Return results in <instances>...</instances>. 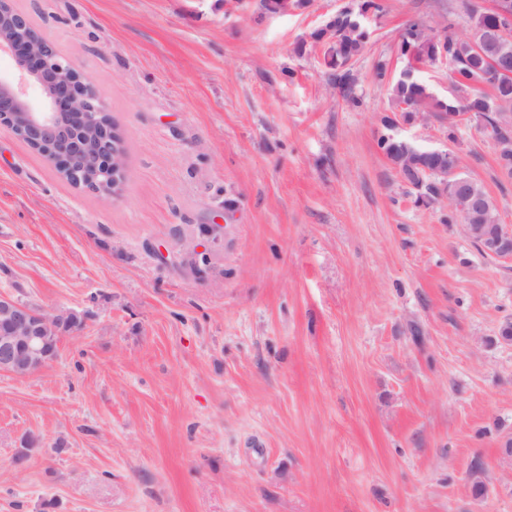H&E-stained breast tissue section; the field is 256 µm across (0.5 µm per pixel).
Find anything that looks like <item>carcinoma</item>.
Here are the masks:
<instances>
[{"mask_svg": "<svg viewBox=\"0 0 512 512\" xmlns=\"http://www.w3.org/2000/svg\"><path fill=\"white\" fill-rule=\"evenodd\" d=\"M369 9L381 13L384 6L378 0H361L358 9L346 8L336 12L323 27L313 30L308 38L298 43L300 52L309 43L326 46L325 64L329 81L350 102L356 101L351 62L360 54L367 41L366 31L358 19V11ZM460 9L467 16L469 24V29L462 34L456 31L451 22L440 31L423 19H414L406 24L400 35L398 50L401 57L410 61V65L392 78L391 111L400 113V118L407 122L421 113L446 119L450 115L479 112L484 136L497 145L505 140L501 125L512 113V89L501 91L497 84V74L488 65L487 59L498 57L512 68V38L500 42L484 41L485 32L496 28L497 17L470 0H461ZM442 59L448 62L454 80L463 78L474 83L472 95L438 98L417 79L414 64L435 63ZM378 121L382 127L378 146L394 170H404L416 163L423 170H431V174L423 175L412 188L414 203L429 206L437 202L439 178L433 174V170L439 165L450 171L458 168V155L450 151L448 156L437 162L425 155L415 142L391 136L397 124L396 117L382 114ZM470 183L487 204L485 223H496V199L480 182L472 179Z\"/></svg>", "mask_w": 512, "mask_h": 512, "instance_id": "obj_1", "label": "carcinoma"}]
</instances>
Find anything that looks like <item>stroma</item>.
<instances>
[{"mask_svg": "<svg viewBox=\"0 0 512 512\" xmlns=\"http://www.w3.org/2000/svg\"><path fill=\"white\" fill-rule=\"evenodd\" d=\"M349 0H13L96 88L119 198L0 129V293L76 313L0 373V512H512V259L416 206L377 146L405 24L383 0L351 104L322 45ZM449 147L512 225L470 123ZM482 482L483 495L473 485Z\"/></svg>", "mask_w": 512, "mask_h": 512, "instance_id": "35a3bbf8", "label": "stroma"}]
</instances>
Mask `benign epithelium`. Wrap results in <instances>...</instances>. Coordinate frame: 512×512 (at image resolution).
<instances>
[{"mask_svg": "<svg viewBox=\"0 0 512 512\" xmlns=\"http://www.w3.org/2000/svg\"><path fill=\"white\" fill-rule=\"evenodd\" d=\"M497 33L512 30V0H494ZM0 50L14 59L21 82L0 76V129L35 147L72 184L106 197L119 195L126 176L124 153L106 105L95 87L69 63L56 45L39 34L28 15L0 0ZM472 199L467 219L459 220L468 238L482 237L493 256L512 258V226L482 224L483 202L466 179H456L442 191L448 198ZM77 315L34 310L0 294V372L26 377L55 358L58 341L47 335L70 328Z\"/></svg>", "mask_w": 512, "mask_h": 512, "instance_id": "7a95c632", "label": "benign epithelium"}]
</instances>
